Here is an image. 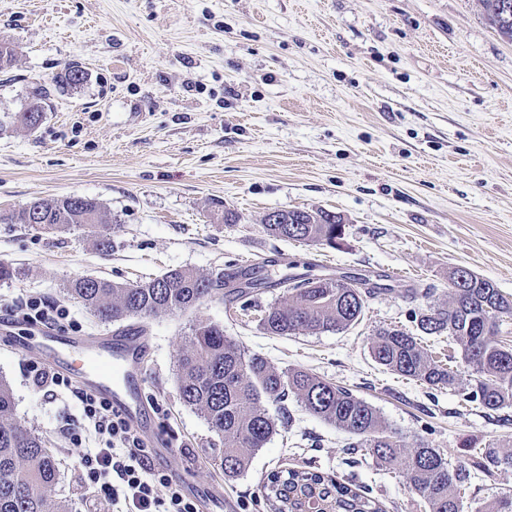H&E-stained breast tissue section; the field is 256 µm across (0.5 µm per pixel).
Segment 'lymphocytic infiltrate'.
<instances>
[{
	"label": "lymphocytic infiltrate",
	"instance_id": "1",
	"mask_svg": "<svg viewBox=\"0 0 512 512\" xmlns=\"http://www.w3.org/2000/svg\"><path fill=\"white\" fill-rule=\"evenodd\" d=\"M10 312L17 319L50 328L71 320L68 307L37 295L11 305ZM29 370L34 388L45 397L55 398L65 389L79 401L83 423L68 424L67 429L74 446L81 449L80 475L98 496L125 512H199L174 474L154 467L137 432L108 403L76 387L71 377L35 364ZM86 427L98 436L99 447L82 449Z\"/></svg>",
	"mask_w": 512,
	"mask_h": 512
}]
</instances>
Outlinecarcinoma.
Here are the masks:
<instances>
[{"label": "carcinoma", "mask_w": 512, "mask_h": 512, "mask_svg": "<svg viewBox=\"0 0 512 512\" xmlns=\"http://www.w3.org/2000/svg\"><path fill=\"white\" fill-rule=\"evenodd\" d=\"M500 2L481 0L498 32L512 39V20L500 18ZM84 79V70L70 66L57 77L56 86H76ZM48 96L46 89L35 88V102L19 116L23 125L35 127L42 121V101ZM288 213L294 222L266 224L265 230L278 238L321 242L333 248L341 240L337 225L310 224L301 209ZM0 220L57 229L83 226L94 235L99 251H112V216L92 198H39L1 215ZM459 273L457 267L448 272V305L417 318V329L426 335L448 333L460 347L468 373L463 400L497 411L512 405V348L502 344L496 329L499 315L512 314V301L481 277L460 284ZM352 283L365 280L351 276L317 283L302 279L288 287L283 301L264 312L261 326L275 336L342 331L360 320L366 298L380 290L378 286L352 288ZM270 287L260 269L252 267L212 274L174 269L133 285L81 276L70 280L65 291L101 322L131 320L143 329L154 316L187 311L207 298L240 300ZM371 355L378 364L432 387L458 381L457 372L436 361L421 345V338L401 329L379 332ZM177 383L182 403L200 413L217 437L220 451L213 465L228 482L248 470L276 431V421L263 400L283 403L290 396L313 415L357 437L351 448L364 449L379 465L401 467L409 488L426 501L429 512H462L470 469L512 470V446H490L463 465L452 464L443 450L426 443L407 448L372 405L349 389L304 370H280L259 355L246 354L224 336V326L218 323L193 324L178 360ZM59 480L54 450L42 435L17 420L12 389L0 377V512H71L69 504L56 497ZM260 493L268 512H306L312 499L323 512H385L377 499L315 470L273 471L261 482ZM478 512H512V493L493 498Z\"/></svg>", "instance_id": "cac0c4a2"}]
</instances>
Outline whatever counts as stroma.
Returning <instances> with one entry per match:
<instances>
[{
	"mask_svg": "<svg viewBox=\"0 0 512 512\" xmlns=\"http://www.w3.org/2000/svg\"><path fill=\"white\" fill-rule=\"evenodd\" d=\"M0 211L46 197L93 198L112 215L103 255L87 230L0 223V261L17 276L0 306L28 295L66 305L79 332L101 323L68 297L73 277L132 284L169 270L260 265L272 281L248 305L207 299L147 322V402L172 448L168 467L220 489V512H267L259 485L274 470L318 468L369 490L386 512H429L399 467L288 400L289 415L239 480L225 482L206 420L179 401L176 370L192 321L222 324L247 353L300 368L371 404L408 447L450 461L512 445V407L490 411L457 389L400 376L371 356L382 329L416 332V316L448 301V271L465 266L512 298V40L479 0H0ZM82 67L24 127L37 85ZM342 216L339 247L276 238V209ZM229 210L235 223L219 218ZM296 274L355 275L381 286L360 320L318 334L273 336L265 309ZM35 358L0 342V376L16 414L57 447L59 498L72 512H113L76 470L60 432L79 415L59 391L34 390ZM512 490V471L472 473L463 512Z\"/></svg>",
	"mask_w": 512,
	"mask_h": 512,
	"instance_id": "obj_1",
	"label": "stroma"
}]
</instances>
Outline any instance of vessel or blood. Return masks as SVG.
<instances>
[{"label":"vessel or blood","mask_w":512,"mask_h":512,"mask_svg":"<svg viewBox=\"0 0 512 512\" xmlns=\"http://www.w3.org/2000/svg\"><path fill=\"white\" fill-rule=\"evenodd\" d=\"M0 341L70 374L82 388L108 400L145 445L166 447L165 435L150 422L142 404L145 334L123 329L107 336L67 335L5 316L0 318Z\"/></svg>","instance_id":"1"}]
</instances>
